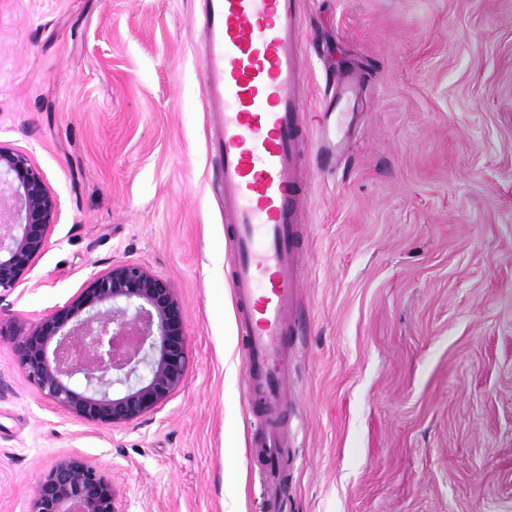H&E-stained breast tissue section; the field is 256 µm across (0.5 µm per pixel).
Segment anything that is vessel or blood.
I'll return each instance as SVG.
<instances>
[{"instance_id":"vessel-or-blood-1","label":"vessel or blood","mask_w":512,"mask_h":512,"mask_svg":"<svg viewBox=\"0 0 512 512\" xmlns=\"http://www.w3.org/2000/svg\"><path fill=\"white\" fill-rule=\"evenodd\" d=\"M200 76L213 137L212 189L232 239L231 286L250 407L251 446L262 475L265 512H280L287 455L282 411L288 404V350L294 332V281L305 109L301 0H201ZM358 71L338 75L323 107L316 155L345 150L354 115L347 98Z\"/></svg>"}]
</instances>
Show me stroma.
<instances>
[{
  "label": "stroma",
  "instance_id": "35a3bbf8",
  "mask_svg": "<svg viewBox=\"0 0 512 512\" xmlns=\"http://www.w3.org/2000/svg\"><path fill=\"white\" fill-rule=\"evenodd\" d=\"M306 121L366 82L340 163L309 159L286 512H512V0H302ZM200 0H0V142L61 213L0 298V512L77 454L121 512H261L212 191ZM172 284L184 385L117 429L42 398L24 332L113 262Z\"/></svg>",
  "mask_w": 512,
  "mask_h": 512
}]
</instances>
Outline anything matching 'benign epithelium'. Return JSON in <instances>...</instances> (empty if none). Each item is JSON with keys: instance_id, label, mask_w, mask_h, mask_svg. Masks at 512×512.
<instances>
[{"instance_id": "1", "label": "benign epithelium", "mask_w": 512, "mask_h": 512, "mask_svg": "<svg viewBox=\"0 0 512 512\" xmlns=\"http://www.w3.org/2000/svg\"><path fill=\"white\" fill-rule=\"evenodd\" d=\"M59 197L32 155L0 144V293L16 288L58 223ZM19 363L71 417L124 427L157 413L188 372L185 311L170 282L118 261L22 335ZM112 480L79 456L58 459L28 512H119Z\"/></svg>"}]
</instances>
